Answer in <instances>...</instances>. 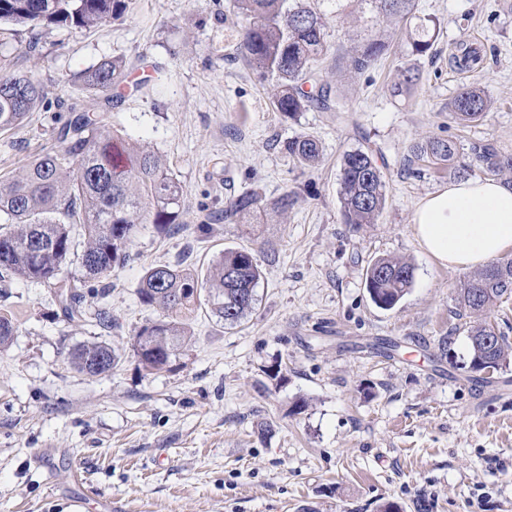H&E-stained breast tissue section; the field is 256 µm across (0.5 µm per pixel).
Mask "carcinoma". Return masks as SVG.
<instances>
[{"instance_id":"obj_1","label":"carcinoma","mask_w":512,"mask_h":512,"mask_svg":"<svg viewBox=\"0 0 512 512\" xmlns=\"http://www.w3.org/2000/svg\"><path fill=\"white\" fill-rule=\"evenodd\" d=\"M126 0H0V22L23 24L34 31L49 24L85 29L120 18ZM237 17L231 34L232 59L240 58L272 90V106L287 118L313 108L337 112L330 86L320 82L318 67L335 56L328 40V25L344 14L362 19L382 15L412 25L408 55L433 54L437 22L415 13V0H235ZM376 27L374 34L351 47L347 69L363 74L372 69L391 46V35ZM126 79L118 60L104 61L83 75L85 87L105 94L101 111L122 102L112 94ZM43 101L40 83L30 74L0 72V132L22 124ZM489 98L478 87L462 89L448 105L460 124L478 121ZM61 151L36 157L17 176L0 179V213L11 223L0 225V286L15 278L56 286L59 307L70 322L86 315V283L110 274L131 259L129 247L139 225L151 224L166 234L178 217L175 206L184 188L164 171L159 157L129 143L121 132L87 110H69L58 130ZM304 168L319 160L321 147L310 136L282 144ZM418 160L427 159L453 174L469 170L460 161V146L437 135L412 146ZM469 156L486 176L512 172V154L503 153L489 139L469 145ZM340 214L345 224H374L386 204L385 182L378 153L370 147L344 153L340 162ZM298 197L286 192L271 202L254 190L232 197L215 219L247 224L260 213L284 222ZM84 229L83 251L75 253L72 226ZM80 260L83 278L62 275L71 258ZM261 269L256 256L245 249L227 251L206 271L190 265H159L145 270L140 302L162 311V318L142 326L133 337L132 351L147 372L168 370L190 347V321L196 312H210L228 325L241 323L255 309ZM512 260L496 261L468 277L458 289L457 301L473 317L469 328V368L481 372L502 368L508 359L509 340L484 315L504 296L512 295ZM414 283V267L399 258H378L365 272L371 301L379 308H394ZM16 332V319L0 313V348ZM121 356L112 347L89 343L70 354L78 372L97 376L112 372Z\"/></svg>"}]
</instances>
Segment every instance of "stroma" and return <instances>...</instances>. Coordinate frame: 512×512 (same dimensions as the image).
I'll return each mask as SVG.
<instances>
[{"label":"stroma","mask_w":512,"mask_h":512,"mask_svg":"<svg viewBox=\"0 0 512 512\" xmlns=\"http://www.w3.org/2000/svg\"><path fill=\"white\" fill-rule=\"evenodd\" d=\"M232 0H129L123 17L88 30L43 27L39 51L14 26L0 61L33 74L44 99L0 133V176L58 150L54 129L68 107L94 110L82 75L106 60L162 81L128 93L110 112L115 129L155 152L184 187L177 228L142 225L129 262L106 277L111 327L63 317L52 285L18 278L0 288V310L17 332L0 349V512H78L94 497L112 512H377L384 501L416 512H512V362L491 379L469 368V319L455 297L468 269L448 267L415 237L412 218L452 178L413 159L430 135L468 147L490 139L512 153V0H416L439 22L436 53H406L410 29L374 70L353 74L344 57L369 30L331 19L336 57L323 76L341 112L288 119L243 61L224 58ZM480 47L484 67L454 68L460 44ZM420 80L396 93L401 70ZM466 85L483 88L486 115L466 125L448 105ZM317 139L305 169L284 140ZM371 145L384 159L386 206L376 223H343L339 168L345 152ZM299 201L283 224H199L242 191ZM246 249L262 267L254 312L230 327L208 309L172 371H139L136 331L158 310L137 294L148 267L185 258L206 269ZM412 263L414 284L391 310L377 308L365 271L379 257ZM104 343L122 356L112 373L71 369L70 350ZM302 413H293L297 399ZM268 422L273 432L260 438Z\"/></svg>","instance_id":"1"}]
</instances>
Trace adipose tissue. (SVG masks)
I'll return each instance as SVG.
<instances>
[{
	"mask_svg": "<svg viewBox=\"0 0 512 512\" xmlns=\"http://www.w3.org/2000/svg\"><path fill=\"white\" fill-rule=\"evenodd\" d=\"M413 228L442 264L484 266L512 249V189L494 179L452 182L420 204Z\"/></svg>",
	"mask_w": 512,
	"mask_h": 512,
	"instance_id": "1",
	"label": "adipose tissue"
}]
</instances>
